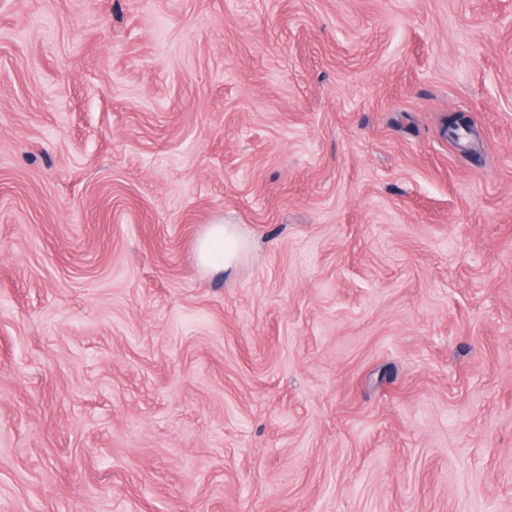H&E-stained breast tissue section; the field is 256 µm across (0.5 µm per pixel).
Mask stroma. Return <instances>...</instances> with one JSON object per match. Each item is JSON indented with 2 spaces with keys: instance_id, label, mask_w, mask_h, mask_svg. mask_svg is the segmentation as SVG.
I'll use <instances>...</instances> for the list:
<instances>
[{
  "instance_id": "obj_1",
  "label": "stroma",
  "mask_w": 512,
  "mask_h": 512,
  "mask_svg": "<svg viewBox=\"0 0 512 512\" xmlns=\"http://www.w3.org/2000/svg\"><path fill=\"white\" fill-rule=\"evenodd\" d=\"M0 512H512V0H0ZM246 248L247 241L235 225L211 224L198 241L197 262L203 271L228 273L237 266Z\"/></svg>"
}]
</instances>
